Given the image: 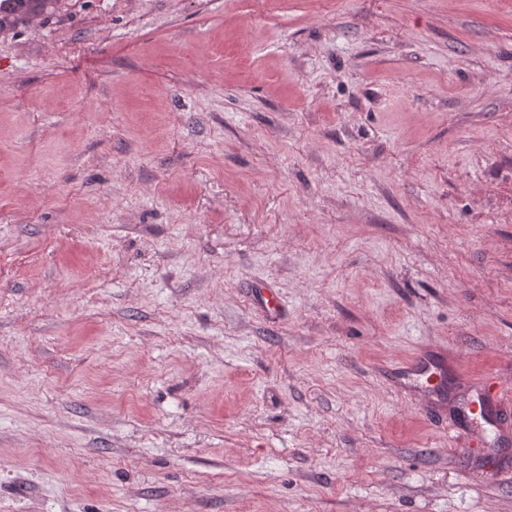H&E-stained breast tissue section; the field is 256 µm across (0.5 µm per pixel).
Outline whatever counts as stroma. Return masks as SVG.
<instances>
[{
	"label": "stroma",
	"instance_id": "35a3bbf8",
	"mask_svg": "<svg viewBox=\"0 0 512 512\" xmlns=\"http://www.w3.org/2000/svg\"><path fill=\"white\" fill-rule=\"evenodd\" d=\"M490 373L512 0L0 19V512H512V421L448 437ZM401 369L400 373L390 376L394 382L424 379L427 388H435L442 373V369L425 355L416 356Z\"/></svg>",
	"mask_w": 512,
	"mask_h": 512
}]
</instances>
